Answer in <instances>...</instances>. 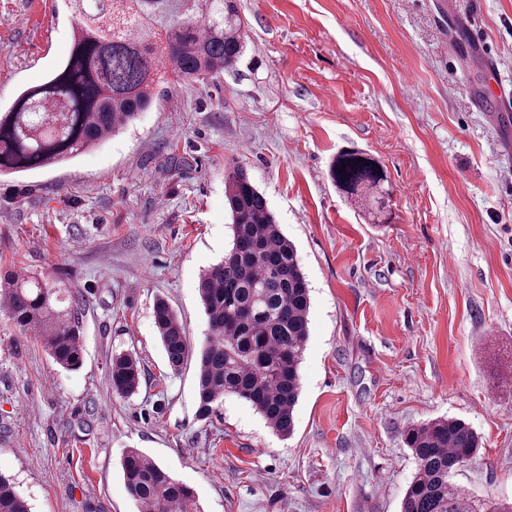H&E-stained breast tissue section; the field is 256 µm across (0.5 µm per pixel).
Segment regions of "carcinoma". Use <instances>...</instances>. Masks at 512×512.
Here are the masks:
<instances>
[{"instance_id":"carcinoma-1","label":"carcinoma","mask_w":512,"mask_h":512,"mask_svg":"<svg viewBox=\"0 0 512 512\" xmlns=\"http://www.w3.org/2000/svg\"><path fill=\"white\" fill-rule=\"evenodd\" d=\"M74 22L65 64L45 83L22 91L0 112V175L66 162L131 124L169 78L205 79L234 69L245 50V23L234 0H63ZM329 176L351 202L382 224L389 192L379 162L344 150ZM232 242L205 270L199 292L210 337L193 351L177 313L159 298L154 323L171 370L197 361L198 414L210 416L233 395L248 402L282 437L294 431L299 365L309 337V287L293 243L266 198L237 167L224 175ZM0 301L12 322L32 332L66 371L84 363L79 302L66 283L0 273ZM139 362L112 355L110 383L136 393ZM417 471L401 512H478L452 475L473 458L479 437L465 421L437 417L407 429ZM137 512H201L194 491L137 448L121 461ZM0 512H31L0 476Z\"/></svg>"}]
</instances>
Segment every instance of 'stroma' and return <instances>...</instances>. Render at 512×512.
Listing matches in <instances>:
<instances>
[{
  "instance_id": "stroma-1",
  "label": "stroma",
  "mask_w": 512,
  "mask_h": 512,
  "mask_svg": "<svg viewBox=\"0 0 512 512\" xmlns=\"http://www.w3.org/2000/svg\"><path fill=\"white\" fill-rule=\"evenodd\" d=\"M236 68L162 85L129 127L65 164L0 176V270L65 280L85 359L57 368L0 310V474L31 512H136L120 460L138 448L202 512H401L408 428L439 416L482 438L453 480L485 512L512 500V0H238ZM62 0H0V110L67 59ZM480 43L495 74L454 70ZM387 173L392 219L336 188V154ZM180 165H172L171 157ZM243 167L310 289L295 430L246 401L198 415L197 363L172 371L153 318L209 328L201 274L232 231L224 172ZM132 354L137 392H112ZM139 362L130 353L119 352L112 356L110 383L112 390L121 396L136 393L140 384Z\"/></svg>"
}]
</instances>
